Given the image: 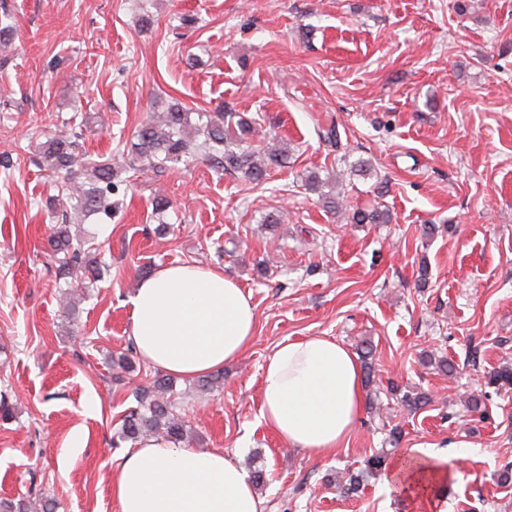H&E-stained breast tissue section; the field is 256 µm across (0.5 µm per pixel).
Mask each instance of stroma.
Masks as SVG:
<instances>
[{"label":"stroma","mask_w":512,"mask_h":512,"mask_svg":"<svg viewBox=\"0 0 512 512\" xmlns=\"http://www.w3.org/2000/svg\"><path fill=\"white\" fill-rule=\"evenodd\" d=\"M0 22L12 26L0 54V391L13 407L0 420V498L118 512L112 468L133 444L115 435L157 372L114 363L134 348L130 300L159 268L196 263L250 293L256 338L212 390L176 381V412L193 447L263 471L264 512H414L385 471L354 494L336 488L389 448L395 426L393 456L446 458L444 512H512V482L500 480L512 387L485 384L512 366V0H0ZM171 101L255 120L251 148L287 149V167L258 184L202 154L158 178L128 169L139 123ZM64 126L82 157H112L127 181L90 232L103 279L71 295L45 250L66 175L40 166ZM332 126L335 144L323 137ZM359 160L369 174L352 172ZM309 171L342 182L337 211L305 189ZM371 206L390 223L347 221ZM276 211L284 222L266 223ZM312 336L373 348L363 411L324 454L258 420L267 357ZM441 356L454 375L430 366ZM392 381L430 403L407 412Z\"/></svg>","instance_id":"stroma-1"}]
</instances>
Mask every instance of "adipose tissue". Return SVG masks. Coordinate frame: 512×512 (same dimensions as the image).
<instances>
[{
  "label": "adipose tissue",
  "instance_id": "1",
  "mask_svg": "<svg viewBox=\"0 0 512 512\" xmlns=\"http://www.w3.org/2000/svg\"><path fill=\"white\" fill-rule=\"evenodd\" d=\"M130 333L141 359L193 379L241 357L255 338L250 294L223 269L165 266L131 299ZM364 406L363 373L346 347L327 337L278 345L262 374L259 421L310 453L341 447ZM440 456L413 448L390 465L393 485L418 500L446 483ZM119 512H263L247 471L221 450L149 437L112 469Z\"/></svg>",
  "mask_w": 512,
  "mask_h": 512
}]
</instances>
